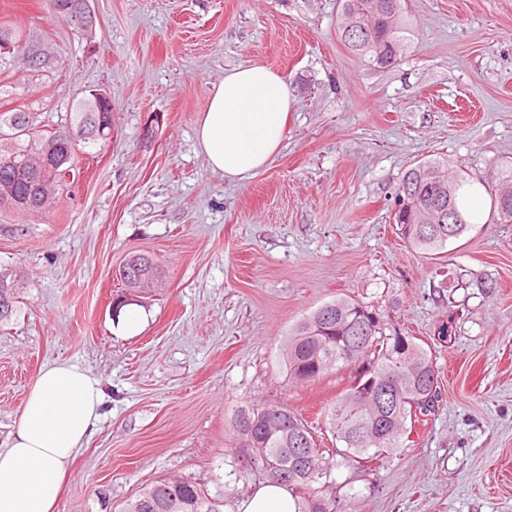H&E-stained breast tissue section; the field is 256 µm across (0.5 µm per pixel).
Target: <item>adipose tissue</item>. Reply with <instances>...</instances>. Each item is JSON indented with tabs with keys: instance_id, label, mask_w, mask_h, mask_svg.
<instances>
[{
	"instance_id": "ef3b65f1",
	"label": "adipose tissue",
	"mask_w": 512,
	"mask_h": 512,
	"mask_svg": "<svg viewBox=\"0 0 512 512\" xmlns=\"http://www.w3.org/2000/svg\"><path fill=\"white\" fill-rule=\"evenodd\" d=\"M293 100L287 80L262 65L225 73L201 115L197 138L213 171L244 181L279 150ZM101 383L69 361L42 369L16 420L9 447L0 448V512H53L67 467L101 418ZM239 512H293L286 486L267 481Z\"/></svg>"
}]
</instances>
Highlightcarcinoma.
Instances as JSON below:
<instances>
[{"mask_svg":"<svg viewBox=\"0 0 512 512\" xmlns=\"http://www.w3.org/2000/svg\"><path fill=\"white\" fill-rule=\"evenodd\" d=\"M404 0H342L341 39L353 53L380 68L393 66L406 49ZM109 114L88 111L81 99L57 128L87 130ZM55 128V129H57ZM40 129L24 112H0V198L25 195L39 209L40 179L72 145ZM447 164L429 161L409 169L395 196L393 219L405 243L433 256L471 229L458 198L467 180L450 175ZM502 187L494 209L502 223H512V167L502 169ZM139 267L155 280L157 266L132 256L124 270ZM17 288L0 272V324L15 314ZM282 360L289 377L315 381L340 366L359 364L350 388L329 408L326 424L341 447L322 448L308 422L286 406L243 411L236 428L247 449V466L291 490L294 512H336L335 466L379 461L400 452L415 423L434 413L439 399V372L431 349L413 334L393 328L378 313L354 299L337 298L300 321L285 337ZM384 384L392 402L383 403L369 379ZM224 495H210L190 479H160L126 501L121 512H223Z\"/></svg>","mask_w":512,"mask_h":512,"instance_id":"cac0c4a2","label":"carcinoma"}]
</instances>
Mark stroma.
<instances>
[{
    "mask_svg": "<svg viewBox=\"0 0 512 512\" xmlns=\"http://www.w3.org/2000/svg\"><path fill=\"white\" fill-rule=\"evenodd\" d=\"M90 7L86 38L50 0H0L22 46L0 55V111L54 125L90 91L112 99L111 142L75 156L49 205L0 199V268L20 288L0 327V448L39 370L68 360L100 378L104 416L57 512H119L164 477L237 512L263 481L240 461L237 415L285 405L321 427L348 389L353 368L298 383L279 355L298 322L345 297L431 344L440 401L400 454L335 471L342 512H512V224L494 211L512 164V0H408L412 48L388 68L344 46L341 0ZM250 63L283 75L294 103L265 170L231 182L196 129L213 86ZM442 158L485 192L448 244L463 282L451 291L391 219L405 172ZM134 254L161 268L151 291L115 277ZM118 296L141 316L129 336Z\"/></svg>",
    "mask_w": 512,
    "mask_h": 512,
    "instance_id": "1",
    "label": "stroma"
}]
</instances>
